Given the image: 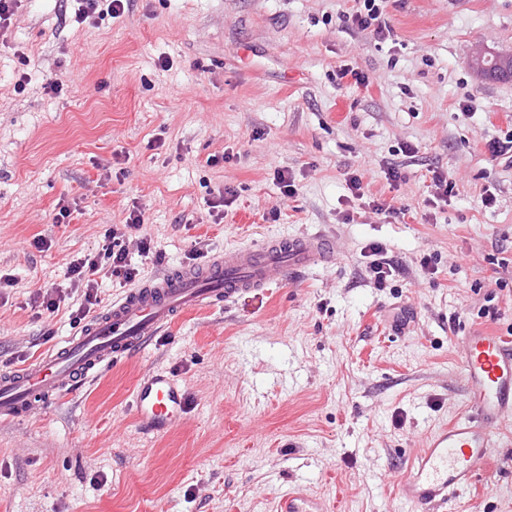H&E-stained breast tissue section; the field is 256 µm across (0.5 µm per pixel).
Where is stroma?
Listing matches in <instances>:
<instances>
[{
    "label": "stroma",
    "mask_w": 512,
    "mask_h": 512,
    "mask_svg": "<svg viewBox=\"0 0 512 512\" xmlns=\"http://www.w3.org/2000/svg\"><path fill=\"white\" fill-rule=\"evenodd\" d=\"M354 5L129 0L99 22L76 0H22L0 41V368L47 350L45 329L57 344L77 331L82 289L53 315L34 295L135 206L132 238L165 254L131 250L143 280L198 251L317 231L336 258L187 313L41 416L0 423V512H273L291 483L325 512H417L397 483L463 409L462 336L512 332V161L488 150L512 136V80L470 63L478 43L512 55V0H384L388 41L346 21ZM345 65L366 85L339 78ZM227 189L217 224L208 204ZM373 245L397 264L381 285ZM153 372L186 395L161 434L131 407ZM493 459L451 512H512V418Z\"/></svg>",
    "instance_id": "35a3bbf8"
}]
</instances>
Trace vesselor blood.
I'll use <instances>...</instances> for the list:
<instances>
[{"instance_id":"1","label":"vessel or blood","mask_w":512,"mask_h":512,"mask_svg":"<svg viewBox=\"0 0 512 512\" xmlns=\"http://www.w3.org/2000/svg\"><path fill=\"white\" fill-rule=\"evenodd\" d=\"M321 233L273 238L239 247L205 263L152 276L34 359L0 370V422L42 414L71 389L92 381L147 348L180 316L301 276L330 260ZM466 390L463 413L430 435L400 480L398 495L414 506L442 507L470 490L490 458L505 415H512V336L472 331L462 338ZM135 414L149 432L171 429L185 407L166 375L144 377L134 391ZM274 512H322L300 485L274 496Z\"/></svg>"}]
</instances>
